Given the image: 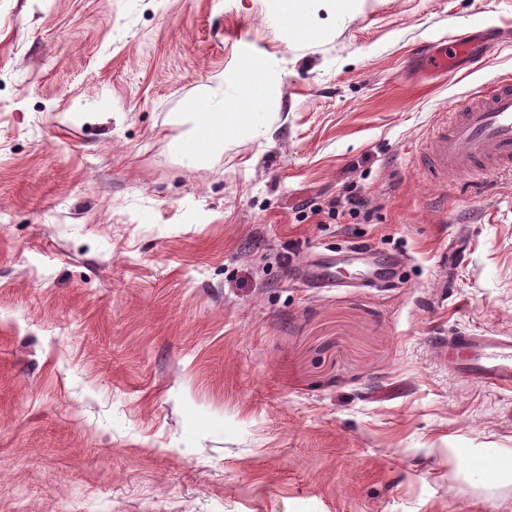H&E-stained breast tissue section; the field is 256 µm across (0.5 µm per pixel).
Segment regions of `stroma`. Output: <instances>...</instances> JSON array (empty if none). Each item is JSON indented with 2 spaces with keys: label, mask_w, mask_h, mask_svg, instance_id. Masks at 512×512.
Masks as SVG:
<instances>
[{
  "label": "stroma",
  "mask_w": 512,
  "mask_h": 512,
  "mask_svg": "<svg viewBox=\"0 0 512 512\" xmlns=\"http://www.w3.org/2000/svg\"><path fill=\"white\" fill-rule=\"evenodd\" d=\"M0 0V512H498L512 395L432 358L512 335V177L428 129L512 78V0ZM463 36L470 55L425 58ZM260 109L197 151L196 112ZM213 93L197 103L193 92ZM370 222L324 214L348 191ZM368 245L383 288H307Z\"/></svg>",
  "instance_id": "stroma-1"
}]
</instances>
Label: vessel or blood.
I'll list each match as a JSON object with an SVG mask.
<instances>
[{
	"label": "vessel or blood",
	"mask_w": 512,
	"mask_h": 512,
	"mask_svg": "<svg viewBox=\"0 0 512 512\" xmlns=\"http://www.w3.org/2000/svg\"><path fill=\"white\" fill-rule=\"evenodd\" d=\"M419 167L444 185L480 170L512 175V79L471 90L426 136ZM441 366L456 379L512 391V336L461 331L434 342Z\"/></svg>",
	"instance_id": "vessel-or-blood-1"
}]
</instances>
